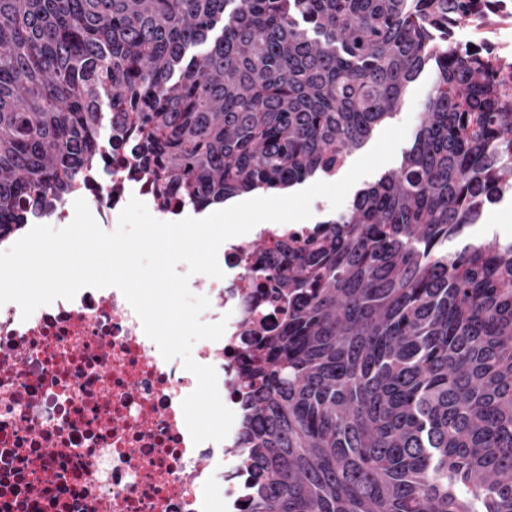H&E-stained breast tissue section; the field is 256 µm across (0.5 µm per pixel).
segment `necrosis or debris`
<instances>
[{
    "mask_svg": "<svg viewBox=\"0 0 512 512\" xmlns=\"http://www.w3.org/2000/svg\"><path fill=\"white\" fill-rule=\"evenodd\" d=\"M448 40L479 53L512 91V0H455ZM74 195L105 231L133 197L158 220L184 210L176 191L120 148ZM244 260L231 246L222 277L189 279L210 302L202 321L226 322L223 343L198 341L193 358L215 369L233 411L240 313L252 294ZM196 386L181 359L162 357L117 288H84L27 317L17 303L0 305V512H207L215 488L238 512L246 486L239 429L219 443H193L181 402Z\"/></svg>",
    "mask_w": 512,
    "mask_h": 512,
    "instance_id": "obj_1",
    "label": "necrosis or debris"
}]
</instances>
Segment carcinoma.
<instances>
[{"mask_svg": "<svg viewBox=\"0 0 512 512\" xmlns=\"http://www.w3.org/2000/svg\"><path fill=\"white\" fill-rule=\"evenodd\" d=\"M448 2L0 0V241L126 141L196 210L333 177L434 63L399 167L245 247L246 512H512V240L448 250L512 188V95Z\"/></svg>", "mask_w": 512, "mask_h": 512, "instance_id": "cac0c4a2", "label": "carcinoma"}]
</instances>
